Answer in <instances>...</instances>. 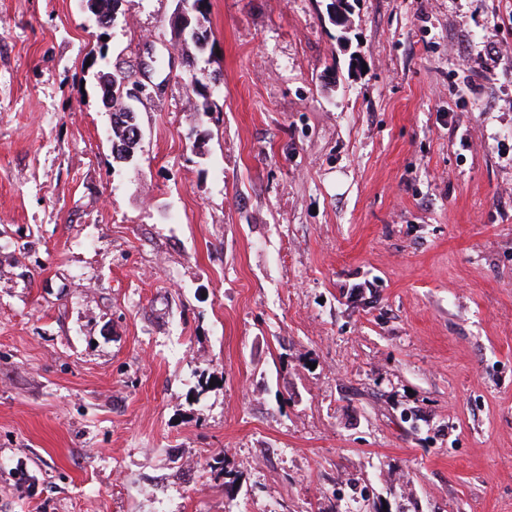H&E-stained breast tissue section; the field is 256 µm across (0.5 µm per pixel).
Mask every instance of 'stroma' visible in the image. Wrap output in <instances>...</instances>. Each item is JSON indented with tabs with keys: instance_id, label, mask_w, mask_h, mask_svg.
<instances>
[{
	"instance_id": "1",
	"label": "stroma",
	"mask_w": 512,
	"mask_h": 512,
	"mask_svg": "<svg viewBox=\"0 0 512 512\" xmlns=\"http://www.w3.org/2000/svg\"><path fill=\"white\" fill-rule=\"evenodd\" d=\"M329 3L0 0V512H512V0ZM179 2L185 1L179 4L178 9L174 13L172 18V26L174 31H181V33L185 34V40H191L195 43H198L200 40H206L208 37V30L204 27V22L207 21V14L209 11V0H178ZM188 2L191 10L188 12L191 21L186 30V19H187V11L184 9L183 5ZM200 5L196 7V4ZM199 34L198 39L194 40V35ZM100 58L103 64L98 71H104L103 76H107L105 82L102 81L103 76L100 78L99 82L97 81L102 92V99L108 94H112L113 112L112 108L106 102L105 107L108 109V112H111L113 159L126 161L128 156L135 154V150L140 143V140L136 137V128L139 129L138 138L140 139L142 136L136 113L131 112L122 104V101L126 98L123 84L130 78V75L122 71L112 70L110 63L106 61L107 54L101 50Z\"/></svg>"
}]
</instances>
